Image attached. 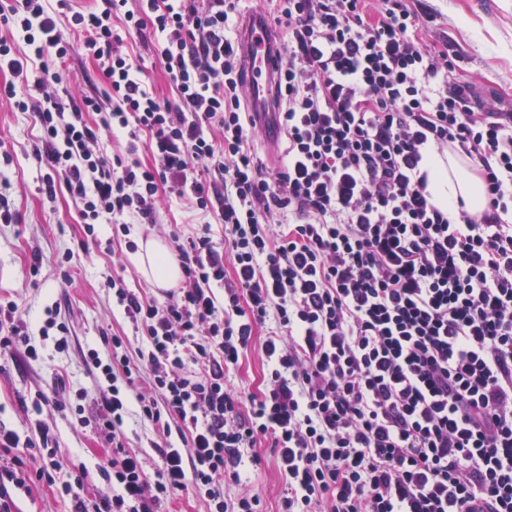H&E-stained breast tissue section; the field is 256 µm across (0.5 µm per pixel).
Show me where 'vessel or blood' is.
Instances as JSON below:
<instances>
[{
    "instance_id": "vessel-or-blood-1",
    "label": "vessel or blood",
    "mask_w": 512,
    "mask_h": 512,
    "mask_svg": "<svg viewBox=\"0 0 512 512\" xmlns=\"http://www.w3.org/2000/svg\"><path fill=\"white\" fill-rule=\"evenodd\" d=\"M240 42L244 59V88L250 110L258 121V129L267 139L278 136L273 126L275 94L273 72L278 62V43L267 21L260 15L245 19Z\"/></svg>"
}]
</instances>
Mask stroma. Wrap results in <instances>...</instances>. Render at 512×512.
Instances as JSON below:
<instances>
[{
	"label": "stroma",
	"mask_w": 512,
	"mask_h": 512,
	"mask_svg": "<svg viewBox=\"0 0 512 512\" xmlns=\"http://www.w3.org/2000/svg\"><path fill=\"white\" fill-rule=\"evenodd\" d=\"M420 6L428 21L420 30L425 47L448 46L454 54V77L472 79L477 90L497 100L501 111H512V0H407ZM131 56L142 57L146 80L161 99L177 97L157 62L151 34L131 35L124 41ZM38 130L31 113L16 111L12 101L0 99V141L13 155L15 165L7 174L9 193L22 216L21 223H0V299L17 303L31 336H38L47 306L57 305L69 324V347L50 353L40 362L25 358L22 350L0 351V422L34 437L39 426L53 430L58 459L64 469L82 470V497L109 492L104 476L111 453L104 441L78 422L75 408L82 398H101L108 389L104 379L88 369L85 356L97 350L107 356L112 350L105 334L132 336L133 330L121 312L112 306L111 278L120 276L129 288L161 297L132 260L129 242L158 240L171 244L172 232L188 230L196 218L168 190H160L159 222L137 224L129 239H116L111 227L100 225L88 236L75 203L64 194L47 202L38 191L39 164L34 157ZM40 254L38 276H31L33 254ZM69 256L67 270H60L62 256ZM266 326H258L238 366L226 379L238 393H259L266 383L267 365L262 345ZM56 392L57 404L34 410L39 393ZM260 461L248 466L240 482L224 484V496L235 501L242 494L259 495L262 512H281L288 483L277 463L270 440L258 450ZM14 512H73L70 495L60 486L32 482L29 491L12 493Z\"/></svg>",
	"instance_id": "obj_1"
}]
</instances>
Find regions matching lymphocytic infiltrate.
I'll return each instance as SVG.
<instances>
[{"mask_svg": "<svg viewBox=\"0 0 512 512\" xmlns=\"http://www.w3.org/2000/svg\"><path fill=\"white\" fill-rule=\"evenodd\" d=\"M72 2L0 0V97L34 115L43 197L66 192L87 232L127 236L157 223L165 186L224 226L220 244L173 235L182 278L162 299L110 280L140 345L116 335L107 357L88 352L109 393L80 422L112 446V492L75 512H164L188 491L209 512H261L224 483L265 438L288 480L282 512H512V112L450 81V54L421 43L405 0H269L287 141L271 173L239 86L240 0ZM118 23L152 31L177 103L121 51ZM77 53L102 87L71 91ZM105 134L124 150L97 151ZM450 150L483 184L479 214L434 194ZM265 323L266 384L244 397L225 377ZM18 347L43 358L0 302V348ZM132 410L156 435L151 477L123 442ZM52 442L49 427L23 439L0 423V449H45L36 479L71 489L82 478L56 481Z\"/></svg>", "mask_w": 512, "mask_h": 512, "instance_id": "f902f5d3", "label": "lymphocytic infiltrate"}]
</instances>
